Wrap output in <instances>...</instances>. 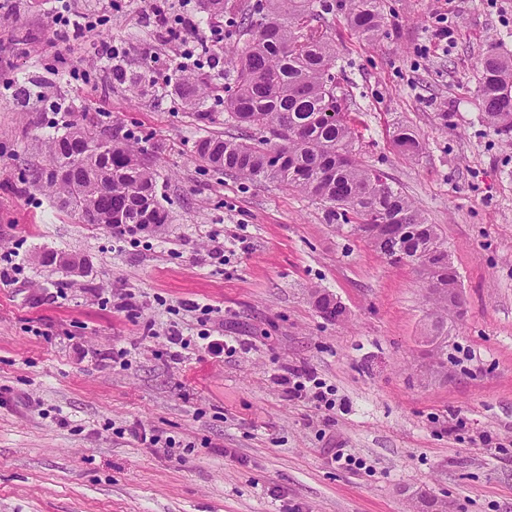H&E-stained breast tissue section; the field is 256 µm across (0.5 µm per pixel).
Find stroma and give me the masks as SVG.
<instances>
[{"mask_svg": "<svg viewBox=\"0 0 512 512\" xmlns=\"http://www.w3.org/2000/svg\"><path fill=\"white\" fill-rule=\"evenodd\" d=\"M63 7L99 21L57 33ZM381 9L373 39L340 16L317 31L336 47L360 160L439 228L457 269L464 314L444 360L419 341L434 308L411 264L300 192L196 160L199 138L238 131L194 120L177 66L217 84L202 109L220 113L228 55L190 61L149 0H7L0 257L20 272L0 281V512H512V135L483 123L474 95L480 60L512 57V0ZM75 122L147 153L160 231L118 236L38 188L44 140ZM400 126L421 141L415 158L393 142ZM322 293L342 321L319 314ZM172 330L191 341L182 354ZM210 337L228 349L212 354ZM116 346L128 366L111 362ZM293 374L332 404L288 393Z\"/></svg>", "mask_w": 512, "mask_h": 512, "instance_id": "stroma-1", "label": "stroma"}]
</instances>
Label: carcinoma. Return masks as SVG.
I'll return each mask as SVG.
<instances>
[{
	"mask_svg": "<svg viewBox=\"0 0 512 512\" xmlns=\"http://www.w3.org/2000/svg\"><path fill=\"white\" fill-rule=\"evenodd\" d=\"M343 15L361 36L383 23L380 0H257L241 18L242 46L232 55L233 95L224 99V122L266 133L255 144L244 138L211 135L196 142L197 159L255 182H276L324 206L325 220L373 219L393 228L396 240L373 237L371 246L386 257L388 244L410 256L436 249L439 229L384 173L357 160L358 137L351 125L334 72L336 48L313 34L310 22ZM477 88L482 120L495 131L512 133V58L495 52L482 62ZM195 106L215 87L194 75L176 85ZM394 143L408 156L421 147L416 133L399 127ZM56 171L40 170L37 179L60 206L89 218L91 224L151 223L158 232L168 214L157 200L154 170L135 146L117 142L88 125L74 123L45 144ZM432 288L458 284L456 272L430 273Z\"/></svg>",
	"mask_w": 512,
	"mask_h": 512,
	"instance_id": "cac0c4a2",
	"label": "carcinoma"
}]
</instances>
